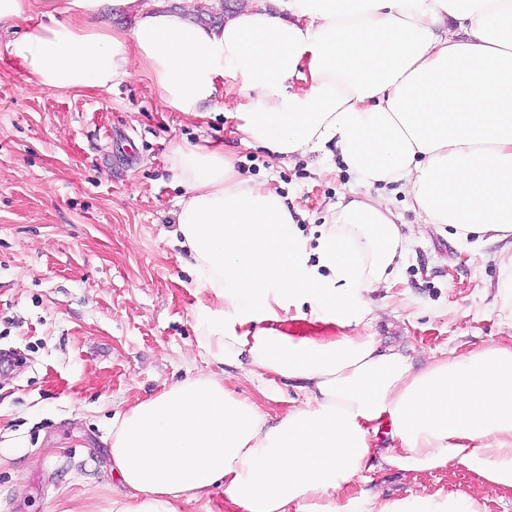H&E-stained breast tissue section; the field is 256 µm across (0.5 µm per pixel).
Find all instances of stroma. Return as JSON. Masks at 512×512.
<instances>
[{
    "label": "stroma",
    "mask_w": 512,
    "mask_h": 512,
    "mask_svg": "<svg viewBox=\"0 0 512 512\" xmlns=\"http://www.w3.org/2000/svg\"><path fill=\"white\" fill-rule=\"evenodd\" d=\"M19 33L0 27V512H100L118 488L115 416L214 370L198 349L210 298L176 242L170 148L223 145L242 177L287 197L313 242L355 180L339 155L278 160L232 137L240 100L219 99L204 119L166 111L138 69L108 90L40 89L8 53ZM393 207L406 240L389 286L358 298L374 308L364 335L420 367L512 334L495 300L499 244L471 254L405 194ZM224 374L269 421L305 402L281 378L268 400L235 366ZM356 486L393 500L456 491L512 512L511 495L462 466L383 467Z\"/></svg>",
    "instance_id": "35a3bbf8"
}]
</instances>
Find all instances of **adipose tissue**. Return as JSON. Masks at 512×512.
Returning <instances> with one entry per match:
<instances>
[{"instance_id": "1", "label": "adipose tissue", "mask_w": 512, "mask_h": 512, "mask_svg": "<svg viewBox=\"0 0 512 512\" xmlns=\"http://www.w3.org/2000/svg\"><path fill=\"white\" fill-rule=\"evenodd\" d=\"M106 7L133 15L131 29L94 25ZM31 13L41 23L7 49L32 84L107 89L137 65L166 109L196 118L239 94L249 144L278 158L332 146L356 179L312 266L280 194L241 177L222 149L171 150L182 245L218 302L201 310L202 355L246 360V379L287 380L306 402L272 425L214 374L140 402L112 425L126 493L107 512H179L216 489L236 512H479L455 492L353 491L379 463L410 474L461 465L512 493V335L418 370L371 336L252 327L290 297L325 326L365 324L351 296L386 285L402 250L391 201L371 194L379 185L464 245L504 242L512 301V0H246L220 27L165 0H0V24ZM382 428L398 445L378 452Z\"/></svg>"}]
</instances>
